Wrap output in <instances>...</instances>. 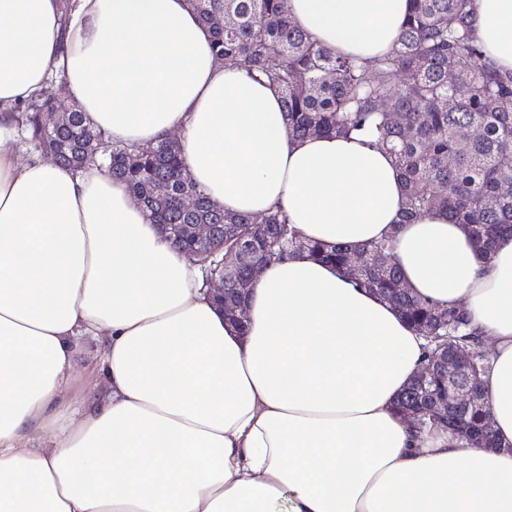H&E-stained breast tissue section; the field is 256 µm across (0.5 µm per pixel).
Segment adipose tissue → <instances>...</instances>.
Returning a JSON list of instances; mask_svg holds the SVG:
<instances>
[{"mask_svg":"<svg viewBox=\"0 0 512 512\" xmlns=\"http://www.w3.org/2000/svg\"><path fill=\"white\" fill-rule=\"evenodd\" d=\"M286 6L369 62L411 2ZM474 27L512 69V0H476ZM55 77L112 141L176 139L226 212L277 206L327 245L393 237L407 288L488 338L500 447L397 411L427 341L346 270L307 252L267 265L235 324L125 184L22 159L10 109ZM405 202L362 138L291 137L280 95L215 57L188 0H0V512H512V239L483 259L441 210L404 222Z\"/></svg>","mask_w":512,"mask_h":512,"instance_id":"obj_1","label":"adipose tissue"}]
</instances>
